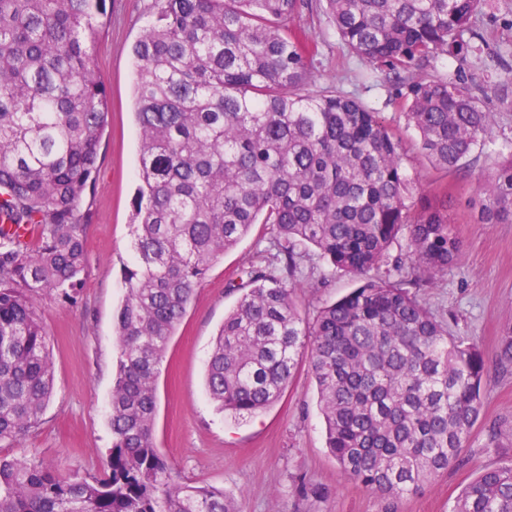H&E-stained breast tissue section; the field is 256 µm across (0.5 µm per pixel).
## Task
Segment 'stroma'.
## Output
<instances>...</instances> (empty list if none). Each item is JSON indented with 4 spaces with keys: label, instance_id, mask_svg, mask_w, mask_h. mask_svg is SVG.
Returning <instances> with one entry per match:
<instances>
[{
    "label": "stroma",
    "instance_id": "stroma-1",
    "mask_svg": "<svg viewBox=\"0 0 512 512\" xmlns=\"http://www.w3.org/2000/svg\"><path fill=\"white\" fill-rule=\"evenodd\" d=\"M155 0H107L95 52L97 75L108 92L95 183L82 206L86 227V268L75 301L54 295L37 298L52 353L54 390L41 424L19 442L1 444L0 455L40 459L61 473L102 476L112 446L110 393L118 350L114 316L125 295L123 268L130 247L138 186L139 129L133 117V43L156 21ZM312 51L309 92L330 87L358 97L403 137L404 164L419 176L423 191L448 189V215L463 243V255L430 287L416 294L454 336L474 344L489 379L480 418L448 472L419 493L401 499L398 512H451L481 469L512 457V371L497 365V348L512 327V224H484L477 213L479 179L493 175L512 155V0L482 8L475 26L482 41L463 59H436L430 78L461 79L472 86L492 114L491 135L469 168L444 172L421 153L408 128L395 90L351 53L325 13L322 0H305L291 22ZM275 228L257 224L225 252L194 288L193 298L172 336L157 381L158 410L153 434L181 483L224 492L236 512H388L387 500L352 483L326 446L325 424L315 380L300 363L281 398L246 418L219 412L205 393V365L213 337L240 293L234 288L243 268L266 265ZM297 305L310 321L358 282L334 269L316 250L301 260ZM499 428L497 447L486 445L489 425ZM322 485L319 498L297 499L296 477Z\"/></svg>",
    "mask_w": 512,
    "mask_h": 512
}]
</instances>
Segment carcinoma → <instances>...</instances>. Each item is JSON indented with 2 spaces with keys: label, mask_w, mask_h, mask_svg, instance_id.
Here are the masks:
<instances>
[{
  "label": "carcinoma",
  "mask_w": 512,
  "mask_h": 512,
  "mask_svg": "<svg viewBox=\"0 0 512 512\" xmlns=\"http://www.w3.org/2000/svg\"><path fill=\"white\" fill-rule=\"evenodd\" d=\"M489 0H326L341 40L393 76L422 153L446 172L485 146L482 99L458 80L415 72L468 53ZM106 0H0V443L38 428L54 388L33 295L73 299L86 267L89 213L108 95L94 68ZM303 0H161L132 45L139 129L135 264L117 309L112 448L101 478L64 476L0 456V512H232L224 494L181 485L156 447L157 380L194 285L255 224L276 227L280 274L244 270L213 339L206 393L254 415L274 404L300 357L318 390L341 470L394 502L457 463L482 408L485 368L407 285L433 284L462 250L448 190L420 196L399 138L340 89L313 94L306 43L288 22ZM480 222L512 223V156L481 187ZM400 279L380 275L390 247ZM361 279L301 318V248ZM512 366V329L499 346ZM300 498L321 497L299 479ZM453 512H512V458L486 468Z\"/></svg>",
  "instance_id": "obj_1"
}]
</instances>
